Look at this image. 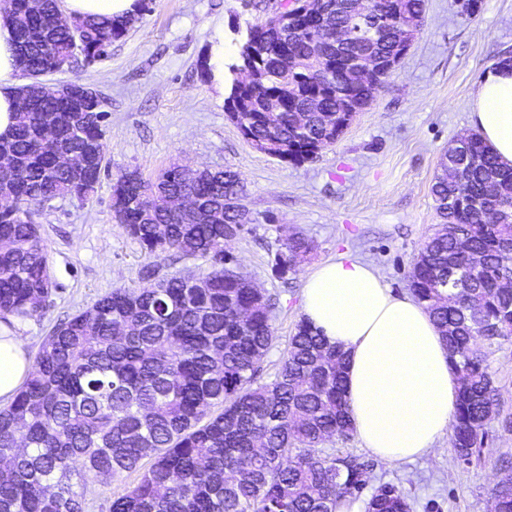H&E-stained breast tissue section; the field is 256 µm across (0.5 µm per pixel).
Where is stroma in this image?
<instances>
[{"instance_id":"1","label":"stroma","mask_w":512,"mask_h":512,"mask_svg":"<svg viewBox=\"0 0 512 512\" xmlns=\"http://www.w3.org/2000/svg\"><path fill=\"white\" fill-rule=\"evenodd\" d=\"M281 0H154L129 33L87 67L45 75L58 85L81 80L105 101V164L90 200L58 198L36 221L53 291L41 317L23 322L29 354L51 328L113 288H139L146 257L116 224L112 185L124 172L151 178L171 164L237 171L252 219L227 251L239 271L275 301L272 324L287 339L301 320L307 273L342 253L372 264L395 291L439 222L430 188L439 155L470 131L471 90L503 51H512V0H480L474 20L458 0H425V22L371 105L333 145L299 164L260 151L225 108L229 85L208 78L203 58L216 45L232 64L250 26ZM291 232L315 249L285 277L273 271L279 241ZM471 464L455 460L450 437L414 462H376L367 488L397 485L412 512H489L496 475L512 466V427L488 428ZM136 473L89 479L87 512H109Z\"/></svg>"}]
</instances>
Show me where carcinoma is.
<instances>
[{
  "mask_svg": "<svg viewBox=\"0 0 512 512\" xmlns=\"http://www.w3.org/2000/svg\"><path fill=\"white\" fill-rule=\"evenodd\" d=\"M152 0H138L125 17L56 23L58 0H42L38 13L15 0L10 14L21 71L28 88L58 66L78 62L123 38ZM323 30L288 20L279 9L247 30L254 56H239L232 80L231 119L247 124L243 137L284 161L303 162L334 144L373 101L409 45L404 34L421 30L425 0H320ZM345 43H327L330 32ZM292 50L291 61L281 59ZM368 54L382 61L373 81H342V61ZM276 105L279 111L272 112ZM57 113L62 144L80 152L104 139L103 126L80 112L62 111L52 89L19 109L0 154L20 166L24 206L0 215V317L19 321L42 314L53 283L40 225L33 216L66 196L84 201L99 178L76 190L70 175L53 167L41 143L43 118ZM465 149L442 155L431 185L442 219L414 258L413 296L434 318L459 381L451 446L469 464L500 416L499 390L489 350L512 339V167L502 164L480 134L458 136ZM176 192L200 206L192 224L166 207ZM244 185L230 170L181 175L176 165L156 179L126 174L111 198L124 201L119 220L150 258L143 288H114L90 308L55 325L46 336L23 389L0 408V512H85L92 477L139 472L136 484L112 500L110 512H341L366 487L368 464L358 455L328 453L325 441L350 438L353 427L344 388V353L300 320L280 367L263 382L262 363L279 341L265 294L226 262L224 242L250 219L235 210ZM495 215L484 221L480 208ZM314 249L297 233L279 240L275 272ZM208 257L202 275L160 274L152 258L163 252ZM459 285L448 302L446 285ZM152 458L149 466L141 461ZM497 512H512V487L491 489ZM408 495L380 486L366 512H410Z\"/></svg>",
  "mask_w": 512,
  "mask_h": 512,
  "instance_id": "cac0c4a2",
  "label": "carcinoma"
}]
</instances>
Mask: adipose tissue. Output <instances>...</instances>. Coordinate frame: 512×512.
I'll use <instances>...</instances> for the list:
<instances>
[{
  "instance_id": "ef3b65f1",
  "label": "adipose tissue",
  "mask_w": 512,
  "mask_h": 512,
  "mask_svg": "<svg viewBox=\"0 0 512 512\" xmlns=\"http://www.w3.org/2000/svg\"><path fill=\"white\" fill-rule=\"evenodd\" d=\"M21 84L14 34L0 12V137L10 132ZM471 122L512 166V66L489 69L477 83ZM301 313L348 355L346 394L363 447L389 464L427 457L449 430L460 383L424 306L343 253L308 273ZM32 366L17 329L0 323V405L13 401Z\"/></svg>"
}]
</instances>
